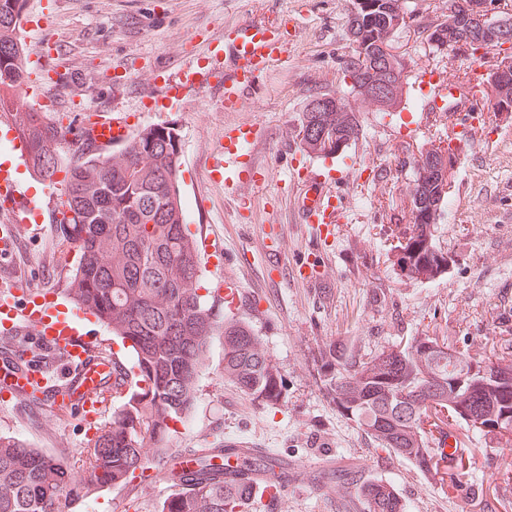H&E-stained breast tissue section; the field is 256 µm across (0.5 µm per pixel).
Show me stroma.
I'll use <instances>...</instances> for the list:
<instances>
[{
    "label": "stroma",
    "instance_id": "stroma-1",
    "mask_svg": "<svg viewBox=\"0 0 512 512\" xmlns=\"http://www.w3.org/2000/svg\"><path fill=\"white\" fill-rule=\"evenodd\" d=\"M349 0H26L47 17L44 30L22 35L23 58L57 42L61 72L75 81L63 92L48 88L59 109L71 97L118 108L137 127L173 126L180 140V187L195 239L223 243L221 255L203 252L204 285L223 298L225 280L240 287L232 315L261 337L286 382L279 404L244 395L223 373L221 342H213L196 381L193 411L176 424L170 453L249 441L267 449L306 482L245 512H355L353 481H389L407 512H512V440L479 436L454 426L457 445L472 455L461 486L448 490L414 463L388 453L341 413L322 387L321 350L341 343L366 358L384 346L426 334L448 338L478 358L512 345V117L486 110L466 121L447 99H432L418 76L439 67L451 85L481 78L492 54L464 46L435 47L432 27L448 17V0H411L412 12L393 42L409 85L401 106L378 112L350 95L339 70L353 52L346 35ZM273 26L288 51L273 62L240 109L225 111L217 83L184 90L180 101L155 98L164 77L184 66L206 72L229 63L224 45L241 23ZM128 79L121 98L113 77ZM343 97L360 133L346 149L354 174L345 184L347 206L331 232L298 221L304 186L297 176L307 153L299 147L301 120L314 97ZM434 101L435 122L423 125ZM245 125L255 133L252 158L265 180L245 188L248 210L207 176L224 129ZM456 145L449 203L434 226L448 267L415 279L395 262V247L411 223L410 190L421 151ZM10 266L19 302L52 293L54 311L69 312L64 292L76 250L50 216L18 225ZM314 273L318 282L307 281ZM121 398L106 394L95 423L56 408H33L0 398V434L12 436L82 470L95 426L112 418ZM172 490L161 465L146 479L101 489L68 512H157Z\"/></svg>",
    "mask_w": 512,
    "mask_h": 512
}]
</instances>
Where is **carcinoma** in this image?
<instances>
[{"instance_id": "cac0c4a2", "label": "carcinoma", "mask_w": 512, "mask_h": 512, "mask_svg": "<svg viewBox=\"0 0 512 512\" xmlns=\"http://www.w3.org/2000/svg\"><path fill=\"white\" fill-rule=\"evenodd\" d=\"M26 0H0V109L5 92L20 87L25 71L16 18ZM407 0H360L348 9L347 36L354 53L341 65L352 76L350 93L368 100L374 88L390 85L389 95L372 101L382 111L403 99L407 75L400 60L383 67L377 55L387 33L405 24ZM457 14L434 27V46H497L490 30H476ZM509 90L491 104L512 111V56L496 61ZM13 124L28 148L36 177L56 185L65 172L62 196L70 217L58 224L74 244L78 261L66 288L74 305L97 321L133 355L138 373L112 419L91 441L86 467L76 474L60 459L11 436L0 435V512H66L69 503L110 487H121L162 464L172 481L187 464L196 469L192 485L166 498L158 512H243L250 495L245 485L224 480V467L209 456L176 457L167 442L171 424L184 422L194 404L195 382L213 339L222 338L224 379L266 404L282 397L283 377L245 321L224 315L200 294L202 263L182 203L179 139L170 126L143 127L117 154L103 157L84 150L67 155L62 135L46 113L17 112ZM359 134L354 113L334 96L316 99L303 113L300 146L309 155L333 157ZM455 153L422 152L410 192L413 224L397 254L402 270L430 279L448 266V254L433 242V226L448 202V178ZM58 161V166L50 162ZM22 366L39 362L32 339L12 346ZM329 369L324 389L336 407L356 421L381 448L421 471L449 477L456 488L464 471V449L446 452L448 420L473 432L512 433V359L478 360L437 336H413L359 360L342 346L324 353ZM436 416L438 435L423 419ZM368 512H406L395 488L382 480L357 487Z\"/></svg>"}]
</instances>
